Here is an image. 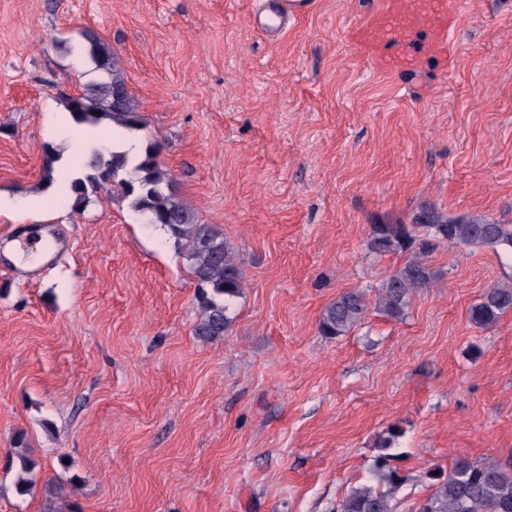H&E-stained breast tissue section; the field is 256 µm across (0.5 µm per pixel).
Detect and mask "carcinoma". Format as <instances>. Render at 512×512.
<instances>
[{
  "label": "carcinoma",
  "mask_w": 512,
  "mask_h": 512,
  "mask_svg": "<svg viewBox=\"0 0 512 512\" xmlns=\"http://www.w3.org/2000/svg\"><path fill=\"white\" fill-rule=\"evenodd\" d=\"M90 55L102 81L89 84L61 102L77 124L96 126L109 119L126 132L142 129L137 104L120 73L112 47L92 32L84 33ZM107 182L123 189L132 208L148 216L152 223L166 229L181 246L189 262L191 275L202 290L203 315L195 326V335L206 341L222 338L231 329V302L242 294L243 271L224 233L211 224H200L195 213L178 200L172 191V178L159 159L153 144L136 156L118 148L94 151L86 168L64 177L72 209L79 211L90 196ZM468 247H502L512 250V225L485 219L451 218L432 208L421 210L411 224H373L368 248L374 253L407 252L418 246L426 251L439 244ZM433 271L414 256L390 273L375 288L374 308L396 320L408 314L414 292L429 287ZM369 308L368 293L354 288L336 297L323 310L319 331L329 338L348 334ZM512 310V284L487 289L469 314L470 322L480 328L495 324ZM398 428L378 442L370 483L355 486L342 499L336 512H397V494L409 481V475L392 464L391 453ZM27 445L21 437L14 448L21 474L15 482L18 495L24 496L35 485L32 465L26 456ZM428 492L413 512H512V461L496 462L460 457L444 469L436 466L424 473ZM65 485L53 480L46 485L49 512H59L55 501L65 499Z\"/></svg>",
  "instance_id": "cac0c4a2"
}]
</instances>
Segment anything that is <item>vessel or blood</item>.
<instances>
[{
  "instance_id": "1",
  "label": "vessel or blood",
  "mask_w": 512,
  "mask_h": 512,
  "mask_svg": "<svg viewBox=\"0 0 512 512\" xmlns=\"http://www.w3.org/2000/svg\"><path fill=\"white\" fill-rule=\"evenodd\" d=\"M461 20L456 0H381L358 45L374 70L387 72L445 48Z\"/></svg>"
}]
</instances>
